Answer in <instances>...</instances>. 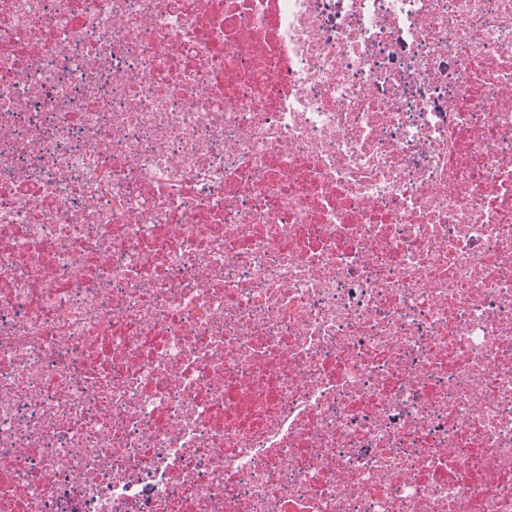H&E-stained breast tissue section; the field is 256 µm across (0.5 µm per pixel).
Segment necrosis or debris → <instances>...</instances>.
Instances as JSON below:
<instances>
[{"mask_svg":"<svg viewBox=\"0 0 512 512\" xmlns=\"http://www.w3.org/2000/svg\"><path fill=\"white\" fill-rule=\"evenodd\" d=\"M0 512H512V0H0Z\"/></svg>","mask_w":512,"mask_h":512,"instance_id":"1","label":"necrosis or debris"}]
</instances>
